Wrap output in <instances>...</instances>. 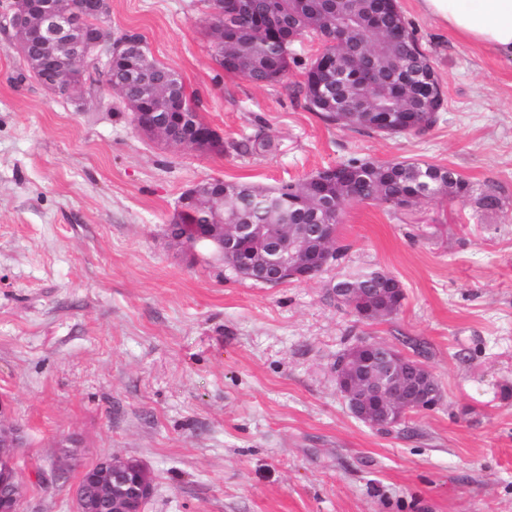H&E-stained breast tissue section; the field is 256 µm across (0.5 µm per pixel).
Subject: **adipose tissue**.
Here are the masks:
<instances>
[{"instance_id":"ef3b65f1","label":"adipose tissue","mask_w":512,"mask_h":512,"mask_svg":"<svg viewBox=\"0 0 512 512\" xmlns=\"http://www.w3.org/2000/svg\"><path fill=\"white\" fill-rule=\"evenodd\" d=\"M418 5L459 38L512 59V0H418Z\"/></svg>"}]
</instances>
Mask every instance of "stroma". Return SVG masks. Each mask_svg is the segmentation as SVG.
Instances as JSON below:
<instances>
[{"label": "stroma", "mask_w": 512, "mask_h": 512, "mask_svg": "<svg viewBox=\"0 0 512 512\" xmlns=\"http://www.w3.org/2000/svg\"><path fill=\"white\" fill-rule=\"evenodd\" d=\"M0 0V403L26 431L23 512H75L99 459L149 468L146 512H512V62L399 7L445 91L432 127L344 128L298 92L320 48L258 86L212 59L205 0H110L111 36L142 34L176 70L223 153L154 142L118 92L82 99L28 76ZM26 73L16 82L17 73ZM262 132L275 148L247 154ZM352 159L450 168L473 187L411 208L350 201L344 257L276 286L173 247L183 193L212 179L297 183ZM501 205L480 208L476 191ZM377 268L405 298L361 322L331 291ZM418 356L441 399L391 432L356 419L336 356L358 339Z\"/></svg>", "instance_id": "obj_1"}]
</instances>
